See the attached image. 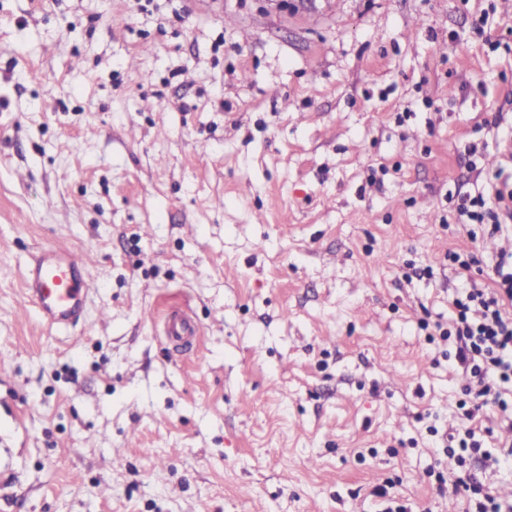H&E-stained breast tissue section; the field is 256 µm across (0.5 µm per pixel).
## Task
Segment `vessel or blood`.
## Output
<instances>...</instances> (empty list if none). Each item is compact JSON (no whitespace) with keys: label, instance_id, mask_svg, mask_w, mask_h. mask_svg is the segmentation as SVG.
Segmentation results:
<instances>
[{"label":"vessel or blood","instance_id":"vessel-or-blood-1","mask_svg":"<svg viewBox=\"0 0 512 512\" xmlns=\"http://www.w3.org/2000/svg\"><path fill=\"white\" fill-rule=\"evenodd\" d=\"M82 256L64 247H51L37 253L25 274V287L47 325L66 327L77 324L89 290ZM164 334L172 341L188 336L200 338L202 329L186 314L169 313Z\"/></svg>","mask_w":512,"mask_h":512}]
</instances>
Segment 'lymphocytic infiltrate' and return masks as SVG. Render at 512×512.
<instances>
[{"label":"lymphocytic infiltrate","instance_id":"lymphocytic-infiltrate-1","mask_svg":"<svg viewBox=\"0 0 512 512\" xmlns=\"http://www.w3.org/2000/svg\"><path fill=\"white\" fill-rule=\"evenodd\" d=\"M462 224H487L499 232L512 222V184L502 183L493 196L476 197L460 205ZM450 305L452 323L442 334L455 347L454 358L469 377L467 394L474 406L466 410L474 419L476 409L491 404L501 411L512 408V255L500 257L491 287L473 288L456 295Z\"/></svg>","mask_w":512,"mask_h":512}]
</instances>
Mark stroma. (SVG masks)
<instances>
[{"label":"stroma","mask_w":512,"mask_h":512,"mask_svg":"<svg viewBox=\"0 0 512 512\" xmlns=\"http://www.w3.org/2000/svg\"><path fill=\"white\" fill-rule=\"evenodd\" d=\"M500 173L506 0H0V512H465L467 422L512 486L440 335ZM54 246L74 327L21 279ZM82 256L64 247L37 253L25 274V287L47 325H76L89 290ZM164 334L171 341H177L183 336L197 340L202 335V328L194 324L185 313L172 312L165 318Z\"/></svg>","instance_id":"stroma-1"}]
</instances>
